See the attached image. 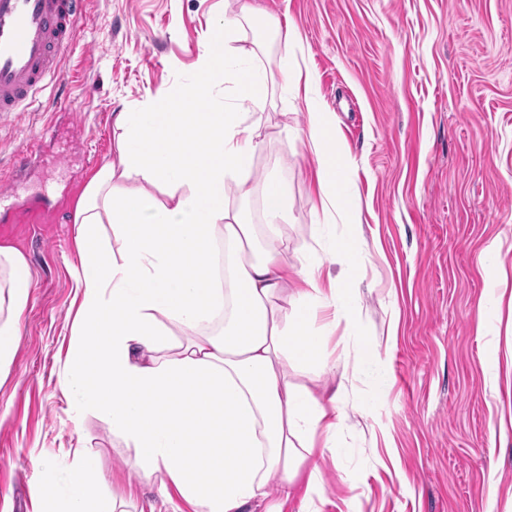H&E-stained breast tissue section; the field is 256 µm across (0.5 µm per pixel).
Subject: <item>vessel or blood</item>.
I'll list each match as a JSON object with an SVG mask.
<instances>
[{"label":"vessel or blood","instance_id":"b4317fda","mask_svg":"<svg viewBox=\"0 0 512 512\" xmlns=\"http://www.w3.org/2000/svg\"><path fill=\"white\" fill-rule=\"evenodd\" d=\"M83 0H0V112L30 111L71 53Z\"/></svg>","mask_w":512,"mask_h":512}]
</instances>
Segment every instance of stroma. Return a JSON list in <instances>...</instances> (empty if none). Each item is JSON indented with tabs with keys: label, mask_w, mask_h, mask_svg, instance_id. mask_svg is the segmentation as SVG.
<instances>
[{
	"label": "stroma",
	"mask_w": 512,
	"mask_h": 512,
	"mask_svg": "<svg viewBox=\"0 0 512 512\" xmlns=\"http://www.w3.org/2000/svg\"><path fill=\"white\" fill-rule=\"evenodd\" d=\"M257 17L232 43L279 74L275 24L298 34L296 69L336 118L349 153L350 213L322 216L302 95L273 88L251 107L260 147L248 193L228 201L262 248L267 176L288 186V263L315 248L316 227L360 225L365 291L354 328L326 340L337 356L349 332L378 346L388 392L376 422L365 372L309 381L337 391L347 419L336 448L316 454L321 495L304 488L283 512H507L512 506V0H247ZM236 0H89L75 51L33 112L0 114V174L38 141L37 159L0 203V245L31 271L18 349L0 373V512H38L57 493L45 463L92 458L123 512H190L178 494L140 479L133 452L102 417L71 407L63 362L79 303L73 227L78 199L116 155L121 112L188 81ZM485 325L476 328L477 311Z\"/></svg>",
	"instance_id": "stroma-1"
}]
</instances>
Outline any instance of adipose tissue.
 Here are the masks:
<instances>
[{"mask_svg": "<svg viewBox=\"0 0 512 512\" xmlns=\"http://www.w3.org/2000/svg\"><path fill=\"white\" fill-rule=\"evenodd\" d=\"M254 17L246 5L225 17L188 82L147 111L118 113L117 156L91 179L74 219L82 300L65 386L76 408L99 413L132 448L146 482L175 488L194 512H283L303 473L316 493L319 471L305 464L316 446H336L344 414L335 395L314 393L297 374L351 367L371 371L378 390L387 384L365 342L327 359L317 322L322 308L334 322L354 321L358 233L320 242V257L289 266L277 247L288 223L282 180L263 188L272 246L261 254L248 252L251 229L228 207V185H243L259 147L243 107L269 89L263 68L231 46ZM220 85L234 107L217 106ZM304 87L321 204L353 210L336 119L315 101L312 80ZM332 264L350 279L325 282ZM30 281L25 258L0 246V371L14 358ZM74 456L42 512H116L84 452Z\"/></svg>", "mask_w": 512, "mask_h": 512, "instance_id": "obj_1", "label": "adipose tissue"}]
</instances>
